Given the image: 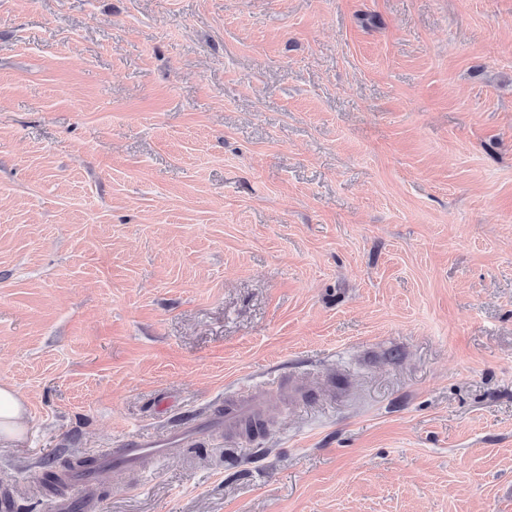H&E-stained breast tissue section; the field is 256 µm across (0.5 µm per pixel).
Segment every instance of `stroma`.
<instances>
[{"instance_id": "35a3bbf8", "label": "stroma", "mask_w": 512, "mask_h": 512, "mask_svg": "<svg viewBox=\"0 0 512 512\" xmlns=\"http://www.w3.org/2000/svg\"><path fill=\"white\" fill-rule=\"evenodd\" d=\"M0 383V512H512V0H0ZM26 407L16 390L0 384V443L21 440L25 431ZM263 413L255 406L251 396L241 395L224 405V414L214 415L204 421H191L179 424L175 429L159 437L129 436L112 453V465L124 469H136L148 459L161 457L172 444L187 445L211 428L224 425V432L233 435L248 433L250 426L265 424Z\"/></svg>"}]
</instances>
